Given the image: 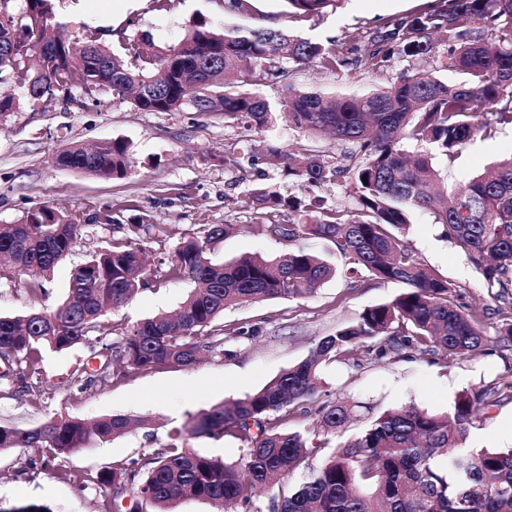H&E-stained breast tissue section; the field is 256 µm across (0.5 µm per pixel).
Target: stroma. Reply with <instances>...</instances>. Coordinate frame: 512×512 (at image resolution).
<instances>
[{
	"instance_id": "obj_1",
	"label": "stroma",
	"mask_w": 512,
	"mask_h": 512,
	"mask_svg": "<svg viewBox=\"0 0 512 512\" xmlns=\"http://www.w3.org/2000/svg\"><path fill=\"white\" fill-rule=\"evenodd\" d=\"M424 2L341 0L336 8L307 21L291 17L283 0H250L249 11L241 13L225 12L222 0H176L168 12L153 10L150 0H53V6L54 20L67 40L78 42L89 26L117 53L126 38L139 35L147 36L156 49L167 50L199 19L219 30L280 29L347 52L351 35H368L396 23ZM447 51V42H438L430 57L393 59L376 76L353 66L326 74L306 65L294 70L292 83L336 97L384 88L406 70H425L455 82L458 74L443 67ZM116 139L127 143L136 160L125 178H102L54 161L72 143L92 146ZM304 148L341 165L350 151L349 145L278 118L248 131L220 112H141L130 99L109 93L82 107L56 98L7 114L0 118V225L24 222L28 214L47 205L79 213L83 228L40 302L30 298L25 277L0 279V315H22L36 304L55 309L66 296L74 267L115 238L127 236L142 246L152 269L170 257L182 239L202 235L210 224L230 227L209 252L214 263L245 254L280 255L290 243L250 230L266 219L250 193L269 188L286 197L300 194L297 180L267 168L262 156L271 150L288 154ZM511 155L512 126L496 125L491 137L470 141L455 162L439 156L435 165L443 182L452 187L485 174ZM105 208L112 211L108 226L95 220ZM408 239L423 263L447 279L463 302L496 308L481 275L457 247L441 239L431 212L415 211ZM293 244L336 264L338 275L303 298L226 309L218 324L233 357L208 355L189 367L134 371L112 386L76 395L67 382L89 355L80 345L44 352L41 373L50 388L41 401L33 403L12 390H0V425L32 428L61 414L81 419L119 414L134 422L125 436L79 449L48 468L30 464L20 451L0 452V512L27 503L47 505L52 512H106L111 493L63 479V472L95 473L161 451L170 429L190 415L256 393L307 358L320 338L402 291L399 283L366 275L359 285L350 286L344 274L346 260L326 240L303 233ZM194 287L190 279L151 285L107 318L119 334H131L141 320L176 310ZM496 328V319H488L484 352L463 359L446 361L413 353L396 361L366 356L357 367L328 364L321 372L322 397L357 404L359 418L348 429L352 435L373 417L405 405L447 413L461 393L512 377V350L495 343ZM468 444L512 448V399L488 407L483 423L471 429Z\"/></svg>"
}]
</instances>
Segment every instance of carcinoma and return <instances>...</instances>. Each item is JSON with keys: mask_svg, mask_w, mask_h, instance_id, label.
I'll return each mask as SVG.
<instances>
[{"mask_svg": "<svg viewBox=\"0 0 512 512\" xmlns=\"http://www.w3.org/2000/svg\"><path fill=\"white\" fill-rule=\"evenodd\" d=\"M300 18L323 14L339 0H283ZM0 18L19 38L0 41V84H9L36 104L46 95L69 103L76 96L110 92L132 94L141 112H222L250 129L273 114L316 133L348 143V169L323 161L310 150L302 168L277 150L263 163L282 169L302 188L318 187L350 173L353 206L323 209L314 197L285 198L258 189L251 199L272 215L288 211L297 224L269 220L251 226L257 236L291 242L298 233L331 242L348 259L346 273L363 272L396 281L403 292L392 301L364 309L358 318L319 339L310 355L282 372L258 392L191 416L169 434L166 448L152 456L100 470L59 476L113 489L112 512L122 510L121 490L137 481L132 493L145 495L153 512L191 499L210 501L224 512L250 509L258 492L271 489L331 449L322 465L294 493L269 499L268 512H512V448L466 447L470 429L485 409L512 399V379L465 392L446 414L415 406L388 410L359 434L340 444L356 413L349 401L325 402L317 409L313 436L284 428L286 421L320 398L322 367L333 361L354 367L361 358L399 359L410 352L465 357L489 341L488 309L460 304L450 283L425 267L404 231L415 210H431L441 237L456 246L482 275L498 301L496 342L512 347V156L488 175L476 176L453 194L444 192L434 157L410 159L402 141L431 145L448 160L463 146L493 129L478 123L492 112L500 125H512V0H430L385 32L350 36L352 58L334 48L294 37L283 30L214 31L200 19L175 47L154 50L143 36L124 45V60L88 30L78 44L61 40L53 22L52 0H0ZM446 37V68L463 80L448 84L426 72H402L374 93L326 98L295 88L293 67L314 64L324 73L353 65L369 74L384 70L393 58L426 57L436 39ZM275 83L283 97L274 107L246 84ZM88 158L78 144L59 152L55 162L85 173L120 179L134 166L127 145L110 141ZM82 220L42 206L21 224L0 226V278L28 276L33 300L45 295L56 265L73 248ZM226 233L212 224L204 235L189 237L165 266L145 269L141 252L128 239H114L93 253L71 276L67 295L52 311L34 309L22 316H0V358L19 366L18 379L39 401L43 350L91 348L96 368L77 369L70 384L82 391L110 386L132 370L187 367L205 355H230L215 321L224 310L248 302L302 298L336 276L328 261L293 248L276 258L246 255L224 264L208 257ZM190 278V293L176 314H160L140 323L129 336L111 340L117 328L106 318L125 305L149 281ZM128 419L110 415L76 419L59 415L23 429L0 426V450L18 449L34 465H53L60 456L122 437ZM230 437L244 444L243 457L225 462L190 448L192 438Z\"/></svg>", "mask_w": 512, "mask_h": 512, "instance_id": "1", "label": "carcinoma"}]
</instances>
